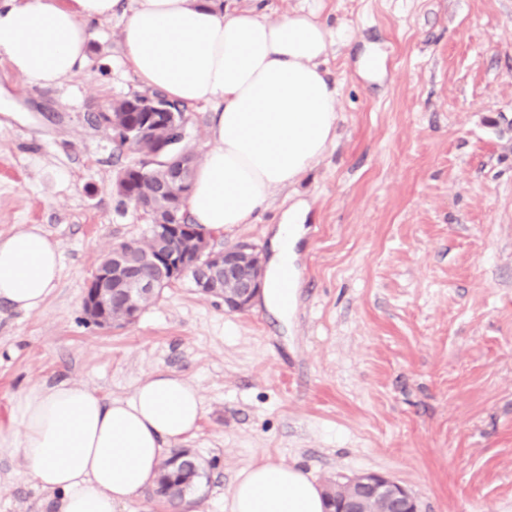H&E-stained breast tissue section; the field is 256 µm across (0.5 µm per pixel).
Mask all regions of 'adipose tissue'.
Masks as SVG:
<instances>
[{"label":"adipose tissue","instance_id":"1","mask_svg":"<svg viewBox=\"0 0 512 512\" xmlns=\"http://www.w3.org/2000/svg\"><path fill=\"white\" fill-rule=\"evenodd\" d=\"M119 2L0 0V61L43 87L80 76L89 22L111 19ZM121 42L144 87L213 108L184 200L208 231L253 223L336 138L338 90L320 68L329 30L313 14L272 20L221 0H135ZM60 272L59 245L37 225L0 238V302L39 310ZM17 408V426L0 433V460L21 459L57 512H115L155 485L166 446L193 435L203 415L198 390L162 371L109 400L66 381L33 386ZM229 512H325V504L302 470L266 462L237 472Z\"/></svg>","mask_w":512,"mask_h":512}]
</instances>
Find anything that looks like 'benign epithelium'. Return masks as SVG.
I'll list each match as a JSON object with an SVG mask.
<instances>
[{
  "label": "benign epithelium",
  "instance_id": "1",
  "mask_svg": "<svg viewBox=\"0 0 512 512\" xmlns=\"http://www.w3.org/2000/svg\"><path fill=\"white\" fill-rule=\"evenodd\" d=\"M148 116L144 123L133 131L139 134L148 128L164 123L177 130V138L162 142L155 153L143 160L142 167L161 168L170 179V186L178 200L189 185L190 173L183 167L172 166L168 160L175 151V145L184 141L188 118L183 112H175L157 97L146 98ZM155 247L150 262L156 267V279L144 278L140 265L131 258L121 244L115 246L114 264L95 271L88 282L83 298L85 314L93 318L104 313L106 297L110 289L123 292L125 305L130 310L128 321L132 322L141 313L140 300L152 293L158 284L170 285L185 277L191 278L197 291L224 298V307L231 311L248 310L259 296L263 283L264 265L259 249L247 242L215 251L210 240L202 235L196 240V253L190 255L168 246V243L188 231L179 219L174 222L153 225ZM344 489L339 512H360L368 500L396 502L403 512H418L416 499L399 482L379 472H365L349 478L341 484Z\"/></svg>",
  "mask_w": 512,
  "mask_h": 512
}]
</instances>
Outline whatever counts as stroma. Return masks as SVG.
I'll use <instances>...</instances> for the list:
<instances>
[{
	"label": "stroma",
	"instance_id": "stroma-1",
	"mask_svg": "<svg viewBox=\"0 0 512 512\" xmlns=\"http://www.w3.org/2000/svg\"><path fill=\"white\" fill-rule=\"evenodd\" d=\"M331 29L338 89L328 151L278 190L255 223L214 234L264 260L292 206L289 313L246 312L165 288L124 326L86 319L100 261L142 237L147 216L114 190L132 160L95 116L142 93L120 30L90 22L84 76L41 87L0 63V238L35 224L58 241L44 306L0 304V430L16 399L69 381L109 399L154 371L182 375L203 416L184 445L210 465L192 512H225L236 473L274 462L318 485L376 471L422 512H512V0H264ZM378 45L383 75L355 62ZM0 512H52L20 461L0 460Z\"/></svg>",
	"mask_w": 512,
	"mask_h": 512
}]
</instances>
